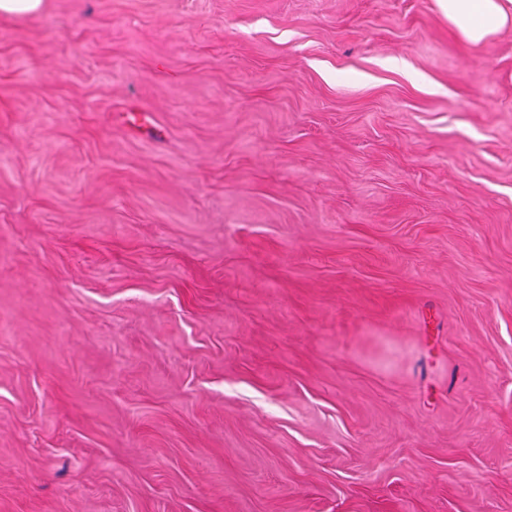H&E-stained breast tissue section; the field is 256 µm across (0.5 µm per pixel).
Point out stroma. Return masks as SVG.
<instances>
[{"label":"stroma","mask_w":512,"mask_h":512,"mask_svg":"<svg viewBox=\"0 0 512 512\" xmlns=\"http://www.w3.org/2000/svg\"><path fill=\"white\" fill-rule=\"evenodd\" d=\"M0 512H512V29L0 15Z\"/></svg>","instance_id":"stroma-1"}]
</instances>
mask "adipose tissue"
Here are the masks:
<instances>
[{
  "instance_id": "1",
  "label": "adipose tissue",
  "mask_w": 512,
  "mask_h": 512,
  "mask_svg": "<svg viewBox=\"0 0 512 512\" xmlns=\"http://www.w3.org/2000/svg\"><path fill=\"white\" fill-rule=\"evenodd\" d=\"M449 26L467 43L488 41L512 28V0H437Z\"/></svg>"
}]
</instances>
